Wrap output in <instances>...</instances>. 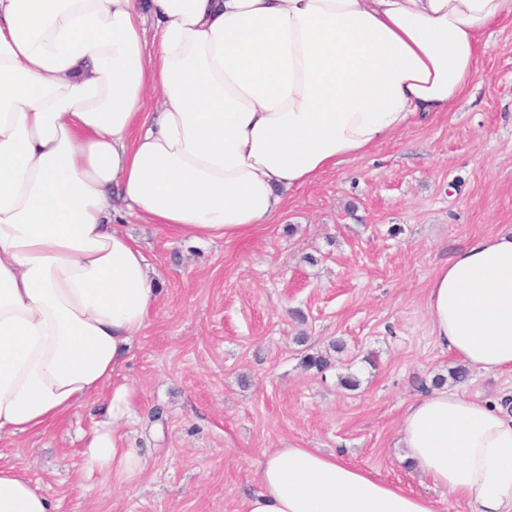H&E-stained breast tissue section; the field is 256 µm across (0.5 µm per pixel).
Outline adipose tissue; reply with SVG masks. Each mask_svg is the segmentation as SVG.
I'll use <instances>...</instances> for the list:
<instances>
[{"label": "adipose tissue", "instance_id": "1", "mask_svg": "<svg viewBox=\"0 0 512 512\" xmlns=\"http://www.w3.org/2000/svg\"><path fill=\"white\" fill-rule=\"evenodd\" d=\"M512 0H0V437L45 432L111 389L84 466L134 488L148 465L120 430L115 378L160 290L117 229L246 240L309 185L451 111ZM157 85L161 111H148ZM427 313L469 368L512 373V229L434 272ZM409 458L472 512H512V412L439 387L401 421ZM245 512H435L313 448L256 462ZM0 468V512H58Z\"/></svg>", "mask_w": 512, "mask_h": 512}]
</instances>
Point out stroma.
<instances>
[{
  "mask_svg": "<svg viewBox=\"0 0 512 512\" xmlns=\"http://www.w3.org/2000/svg\"><path fill=\"white\" fill-rule=\"evenodd\" d=\"M161 290L120 381L122 428L149 459L131 491L100 485L81 451L108 397L43 434L0 440L60 512H243L261 452L315 448L471 512L417 472L399 443L406 406L437 381L496 403L512 374L469 372L440 347L426 309L434 270L473 237L512 229V13L487 34L478 74L451 111L398 132L292 192L244 241L200 244L127 217ZM341 341L332 364L304 355ZM352 376L355 389L341 385Z\"/></svg>",
  "mask_w": 512,
  "mask_h": 512,
  "instance_id": "obj_1",
  "label": "stroma"
}]
</instances>
